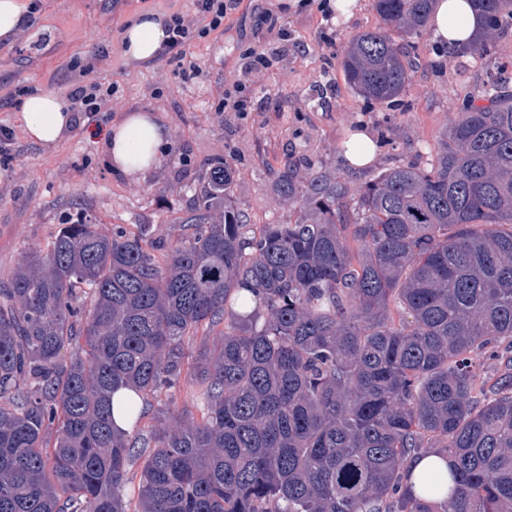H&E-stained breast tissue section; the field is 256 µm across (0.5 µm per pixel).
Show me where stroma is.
I'll use <instances>...</instances> for the list:
<instances>
[{"instance_id": "35a3bbf8", "label": "stroma", "mask_w": 512, "mask_h": 512, "mask_svg": "<svg viewBox=\"0 0 512 512\" xmlns=\"http://www.w3.org/2000/svg\"><path fill=\"white\" fill-rule=\"evenodd\" d=\"M33 26L12 45L0 44V127L14 134L8 169H0V281L7 280L25 248L45 245L61 224L91 215L104 230L150 225L152 235L174 242L189 186H200L213 159L234 170V200L249 223L285 224L294 208L277 191L285 165L299 176L336 175L357 191L402 160L426 161L437 136L462 106L493 78L512 79V32L492 54L451 53L435 41L417 47L405 91L384 103L365 100L348 86L340 62L351 38L380 26L372 0L325 19L311 0H241L221 29L193 39L181 58L164 56L138 68L121 56L119 38L136 12L194 15L193 0H33ZM273 12L286 37L260 21ZM264 48L267 66L244 77L243 52ZM196 67L195 78L182 79ZM113 85L115 93L94 123L145 110L171 131L172 146L146 181L113 172L99 137L75 127L54 147L32 142L18 112L22 90L68 93L81 70ZM244 81L254 106L237 112L224 94ZM367 125L378 142L376 161L364 168L342 162L339 145L350 130Z\"/></svg>"}]
</instances>
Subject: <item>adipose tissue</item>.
Returning <instances> with one entry per match:
<instances>
[{"label":"adipose tissue","mask_w":512,"mask_h":512,"mask_svg":"<svg viewBox=\"0 0 512 512\" xmlns=\"http://www.w3.org/2000/svg\"><path fill=\"white\" fill-rule=\"evenodd\" d=\"M430 24L439 45L456 49L471 40L481 21L470 0H438ZM165 43V19L154 11L134 15L121 38L127 63L135 65L153 62ZM20 112L27 137L45 147L63 139L75 124L71 100L51 91L30 92L21 102ZM170 140L169 129L156 115L130 111L109 124L104 147L112 170L140 182L160 165Z\"/></svg>","instance_id":"adipose-tissue-1"}]
</instances>
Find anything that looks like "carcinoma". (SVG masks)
Wrapping results in <instances>:
<instances>
[{
	"mask_svg": "<svg viewBox=\"0 0 512 512\" xmlns=\"http://www.w3.org/2000/svg\"><path fill=\"white\" fill-rule=\"evenodd\" d=\"M474 2L486 53L512 0ZM434 5L373 0L383 26L341 60L357 95L402 94ZM482 99L431 163L355 195L285 167L288 224L247 223L218 158L172 245L82 214L27 248L0 283V512H512V92ZM196 338L199 414L142 430L143 407L119 430L113 395L175 391ZM431 451L454 486L434 473L417 496ZM433 468L446 469L445 461L436 455H428L420 457L412 464L410 469L409 483L414 485V488L419 492V479L420 477Z\"/></svg>",
	"mask_w": 512,
	"mask_h": 512,
	"instance_id": "cac0c4a2",
	"label": "carcinoma"
}]
</instances>
